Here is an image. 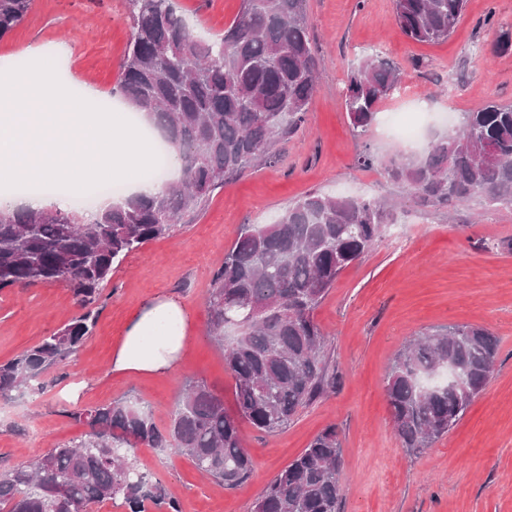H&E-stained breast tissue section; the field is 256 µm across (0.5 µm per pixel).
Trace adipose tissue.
<instances>
[{
    "label": "adipose tissue",
    "instance_id": "ef3b65f1",
    "mask_svg": "<svg viewBox=\"0 0 512 512\" xmlns=\"http://www.w3.org/2000/svg\"><path fill=\"white\" fill-rule=\"evenodd\" d=\"M24 74L0 75V182L66 181V193L47 198L0 194V208L67 210L71 194L92 180L125 177L131 193L150 196L159 183L138 177L153 159L155 136L130 124L122 108L91 110V92H73L54 64L34 52ZM187 307L172 297L154 298L136 312L112 354V369L125 374H167L192 342Z\"/></svg>",
    "mask_w": 512,
    "mask_h": 512
}]
</instances>
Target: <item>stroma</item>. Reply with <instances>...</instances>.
<instances>
[{
    "mask_svg": "<svg viewBox=\"0 0 512 512\" xmlns=\"http://www.w3.org/2000/svg\"><path fill=\"white\" fill-rule=\"evenodd\" d=\"M202 34L219 35L241 0H176ZM321 61L305 121L276 155L217 189L180 233L153 240L112 274L91 335L42 378L41 391L0 399V469L24 462L87 427L74 413L113 401L144 406L167 426L184 382L201 379L234 408V382L223 351L207 335L214 272L244 224H268L310 192L397 200L375 247L346 268L314 312L325 337L324 361L336 384L301 408L281 432L241 423L252 477L224 488L187 458L142 447V469L168 486L183 512H253L262 489L327 426L343 449L341 512H512V208L475 195L453 209L420 205L390 181L382 163L400 144L373 126L356 135L344 107L348 73L383 53L409 84L407 99L381 110H428L429 131L459 126L465 113L495 101L512 104V50L492 52L512 32V0H467L455 32L417 43L400 31L393 0H306ZM128 0H33L24 22L0 40V61L55 51L62 82L113 95L131 37ZM372 156L373 164L362 161ZM155 296L188 308L193 340L177 369L163 376L117 373L112 352L129 315ZM82 309L68 288L19 286L0 292V362L16 358ZM467 324L499 340L492 378L464 418L412 455L393 432L385 379L396 353L419 332Z\"/></svg>",
    "mask_w": 512,
    "mask_h": 512,
    "instance_id": "stroma-1",
    "label": "stroma"
}]
</instances>
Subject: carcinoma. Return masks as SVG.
Segmentation results:
<instances>
[{
  "instance_id": "carcinoma-1",
  "label": "carcinoma",
  "mask_w": 512,
  "mask_h": 512,
  "mask_svg": "<svg viewBox=\"0 0 512 512\" xmlns=\"http://www.w3.org/2000/svg\"><path fill=\"white\" fill-rule=\"evenodd\" d=\"M466 0H394L396 22L411 41L446 40ZM32 0H0V40L22 24ZM132 34L118 92L160 128L181 176L152 196L120 195L90 214L0 210V291L61 285L83 314L0 363V399L42 388L92 333V306L112 271L145 243L168 238L200 213L215 190L246 167L267 161L277 142L297 131L316 91L321 65L309 35L305 0H242L224 34L196 32L172 0H129ZM400 84L385 57H366L347 79L345 108L366 134L378 106ZM388 178L423 205L454 208L480 193L512 207V105L494 101L465 113L461 127L434 138L421 156L398 153ZM389 213L380 198L310 193L274 224H244L214 274L207 300L208 337L224 352L234 381L235 411L202 381H188L159 428L128 401L73 414L90 431L44 454L0 470V512H92L123 499L182 512L179 500L141 470L139 446L170 449L232 488L254 464L239 424L274 434L298 410L335 387L324 362L325 336L314 311L340 273L381 236ZM236 335H224L228 327ZM498 340L472 325L432 328L397 353L385 393L394 431L418 454L452 430L493 375ZM451 366L462 379L430 385ZM342 448L330 425L265 486L254 512H340Z\"/></svg>"
}]
</instances>
